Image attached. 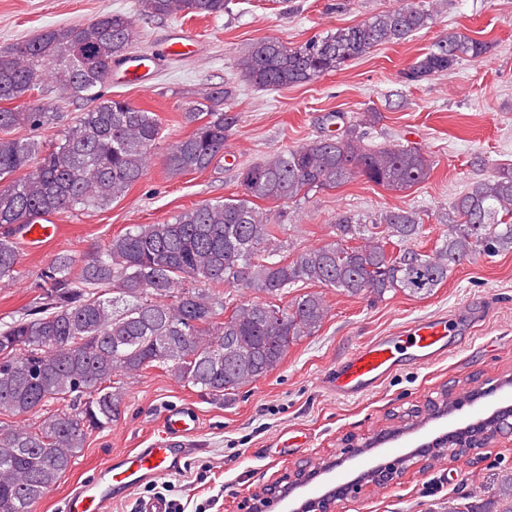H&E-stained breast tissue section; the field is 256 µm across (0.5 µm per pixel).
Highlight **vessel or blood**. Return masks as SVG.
I'll use <instances>...</instances> for the list:
<instances>
[{
    "instance_id": "b4317fda",
    "label": "vessel or blood",
    "mask_w": 512,
    "mask_h": 512,
    "mask_svg": "<svg viewBox=\"0 0 512 512\" xmlns=\"http://www.w3.org/2000/svg\"><path fill=\"white\" fill-rule=\"evenodd\" d=\"M199 42L184 31H176L166 51L174 56L198 54ZM129 84L146 87L153 80L150 66L129 61L121 66ZM452 326L447 317L438 315L413 322L402 334L379 336L358 344L331 370L326 384L341 397H358L379 389L402 365L404 357L431 364L450 351ZM195 421L184 413H170L165 422L161 445L135 448L113 454L111 463L99 480L78 486L70 495L67 512H106L132 488L177 471L189 455L187 438L196 429Z\"/></svg>"
}]
</instances>
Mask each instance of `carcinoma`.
Masks as SVG:
<instances>
[{"mask_svg": "<svg viewBox=\"0 0 512 512\" xmlns=\"http://www.w3.org/2000/svg\"><path fill=\"white\" fill-rule=\"evenodd\" d=\"M437 2L375 14L296 47L267 37L240 52L236 66L262 88L309 83L426 28ZM137 4L149 16H219L227 9V0ZM137 37L133 16L105 12L0 50V281L19 274L16 236L24 226L60 211L105 210L145 175L161 132L157 115L96 91ZM487 50L485 42L452 31L402 79L429 80L463 60H480ZM49 86L95 106L50 145L11 136L17 128H43L53 115L43 105L3 103ZM184 119L193 130L166 156L172 177L211 166L236 125L235 116L212 106L192 108ZM363 124L348 123L339 135L242 167L243 193L235 199L135 225L79 262L59 254L49 263L29 313L0 326V415L46 412L35 430L0 427V512H33L78 459L87 436L112 424L122 396L113 378L158 368L206 395L226 396L275 370L290 344L314 335L327 314L318 294L284 308L260 300L231 308L224 289L276 297L302 283L377 299L398 291L421 297L469 256L512 251V163L503 162L454 198L449 233L433 257L410 247L422 232L419 213L398 208L375 219L373 227L383 231L368 246L348 245L368 225L341 216L334 242L290 262L272 260L276 225L256 201L292 200L357 177L395 191L429 178L432 163L414 147L361 146ZM393 242L400 245L396 253L387 248ZM67 399L68 410L47 411ZM493 508L512 512V469L501 472Z\"/></svg>", "mask_w": 512, "mask_h": 512, "instance_id": "obj_1", "label": "carcinoma"}]
</instances>
